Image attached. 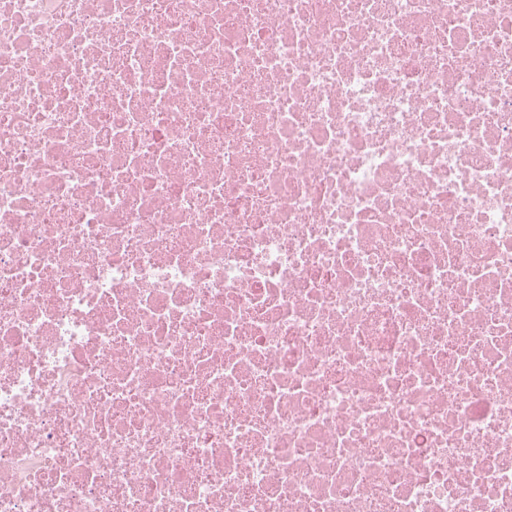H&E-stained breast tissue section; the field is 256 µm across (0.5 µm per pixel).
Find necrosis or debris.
I'll list each match as a JSON object with an SVG mask.
<instances>
[{
    "label": "necrosis or debris",
    "mask_w": 512,
    "mask_h": 512,
    "mask_svg": "<svg viewBox=\"0 0 512 512\" xmlns=\"http://www.w3.org/2000/svg\"><path fill=\"white\" fill-rule=\"evenodd\" d=\"M0 512H512V0H0Z\"/></svg>",
    "instance_id": "obj_1"
}]
</instances>
